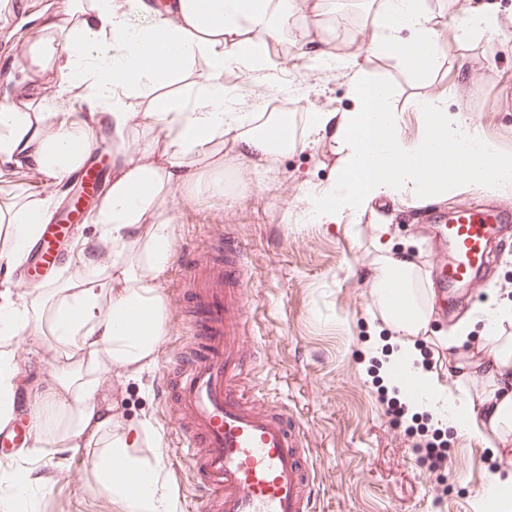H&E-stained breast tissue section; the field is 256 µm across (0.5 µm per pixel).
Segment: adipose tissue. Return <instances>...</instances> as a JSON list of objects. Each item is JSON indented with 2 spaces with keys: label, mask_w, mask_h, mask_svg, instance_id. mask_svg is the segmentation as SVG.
I'll return each mask as SVG.
<instances>
[{
  "label": "adipose tissue",
  "mask_w": 512,
  "mask_h": 512,
  "mask_svg": "<svg viewBox=\"0 0 512 512\" xmlns=\"http://www.w3.org/2000/svg\"><path fill=\"white\" fill-rule=\"evenodd\" d=\"M325 4L172 0L161 12L147 0H63L27 42L23 69L31 88L0 105V169L32 165L63 182L94 148L100 111L110 115L116 138H125L135 125L157 128L162 136L148 150L127 153L93 217L108 263L80 249L70 258L77 277L17 295L0 292V422L16 414L19 366L11 345L18 336L48 338L61 369L55 386L34 397V445L20 451L29 467L16 473L15 490L0 500V512H14L17 499L37 482L32 466L59 447L85 449L98 488L121 512H176L160 457L135 453L152 433L151 422L120 427L106 393L113 375L143 369L163 334L158 277L172 261L171 220L163 203L174 185L191 181L225 146L236 147L249 167L306 139L330 138L341 155L336 175L328 184L304 187L298 215L303 224L355 222L381 197L410 205L472 187L494 194L512 183V153L449 111L444 96L417 100L422 130L406 137L390 87L368 80L353 60L327 50ZM130 9L148 16L149 24L129 25ZM288 31L313 70L351 73L352 108L311 113L300 138L292 134L287 113L242 111L237 86L224 81L228 71L274 69L268 48ZM361 34L363 51L397 55L425 70L440 32L426 0H369ZM200 60L208 76L185 81ZM173 79L183 82L179 96L154 98L144 112L127 110L132 86L150 90ZM79 86L87 90L86 113L65 104L70 89ZM46 220L45 198L28 194L1 205L0 232L10 246L0 250V265L16 266ZM385 239L386 227L378 225L369 307L396 346L385 364L387 375L409 410L489 442L491 455H498L499 444L512 436V336L504 333L512 325V291L496 290L448 336L449 345L459 347L473 332L481 334L485 356L470 361L469 372L492 384L495 394L479 403L462 386L426 370L415 345L430 320L422 278ZM473 510L512 512V469L491 473Z\"/></svg>",
  "instance_id": "1"
}]
</instances>
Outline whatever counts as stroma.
Segmentation results:
<instances>
[{
	"mask_svg": "<svg viewBox=\"0 0 512 512\" xmlns=\"http://www.w3.org/2000/svg\"><path fill=\"white\" fill-rule=\"evenodd\" d=\"M58 0H0V64L11 69L0 85V101H10L23 79L17 53L35 34L43 16ZM497 12V35L461 42L455 24L470 0H427L438 15L441 33L431 68L417 70L404 59L385 53L360 52L357 9L348 4L330 14L327 38L333 52L355 57L372 80L387 84L407 136H416L420 119L414 103L431 93L448 99L451 111L477 124L501 150L512 153V0H483ZM273 56L283 82L302 86V94L263 85L253 74H225L238 85L242 105L280 102L301 131L308 113L343 112L352 107L349 73L324 76L313 72L305 56L289 41L274 44ZM339 156L325 138L277 154L272 163L243 168L234 152L222 162L198 171L192 181L175 185L164 201L172 217L170 240L175 256L223 233L245 243L244 259L251 278L249 311L257 320L247 338L249 373L246 395L262 396L272 408L284 409L302 426L312 452L316 512H472V498L498 468L512 469V455L491 457L483 443L433 428L426 414H404L378 374L370 355V337L388 335L369 309V262L374 254L375 227H389L393 250L408 254L431 290L432 314L426 335L416 345L427 369L447 375L459 352L441 338L450 322L480 308L491 287L512 289V238L496 247L497 258L487 274L463 288H444L440 271L450 258L447 242L432 218L463 202L512 209V190L498 195L474 188L421 211L392 199L376 200L359 218L357 232L346 224H302L299 192L306 185L327 184ZM223 192H215V182ZM40 188L52 207L72 191L21 167L0 181V202ZM190 341L173 303L165 305L164 333L153 363L112 388V406L124 424L149 420L160 438L164 474L178 512H204L191 476L176 450L178 421L161 393L170 358ZM20 366L18 385L23 402L54 382L46 339L23 335L14 343ZM446 455V467L430 471L428 456ZM83 451L61 448L42 462L37 476L51 480V493H34L18 512H118L98 490L84 462Z\"/></svg>",
	"mask_w": 512,
	"mask_h": 512,
	"instance_id": "obj_1",
	"label": "stroma"
}]
</instances>
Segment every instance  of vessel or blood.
<instances>
[{
	"label": "vessel or blood",
	"mask_w": 512,
	"mask_h": 512,
	"mask_svg": "<svg viewBox=\"0 0 512 512\" xmlns=\"http://www.w3.org/2000/svg\"><path fill=\"white\" fill-rule=\"evenodd\" d=\"M105 170L101 158L94 157L72 172L77 190L61 217L43 225L26 251L24 281L40 284L54 277L78 204L96 195ZM440 224L452 248L441 277L451 284L468 283L488 268L494 240L512 227V210L464 204ZM244 252L241 242L217 236L188 255L171 294L186 308L185 323L195 341L169 363L162 388L179 414L182 454L206 512H315L310 451L300 428L285 414L247 405L239 393L244 338L252 323ZM29 441L25 419L0 428L1 448H25Z\"/></svg>",
	"instance_id": "b4317fda"
}]
</instances>
